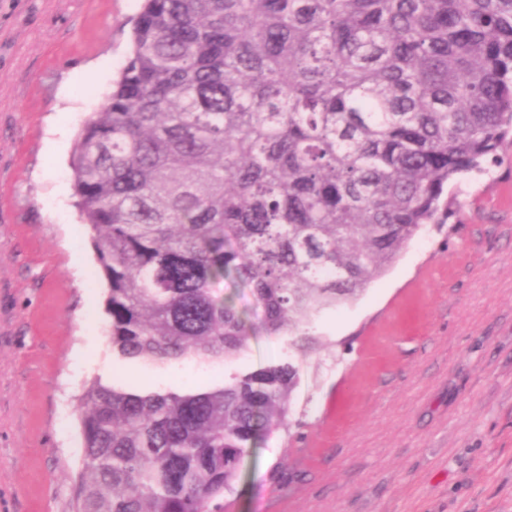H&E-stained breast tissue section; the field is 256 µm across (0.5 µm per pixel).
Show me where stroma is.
Instances as JSON below:
<instances>
[{"mask_svg":"<svg viewBox=\"0 0 512 512\" xmlns=\"http://www.w3.org/2000/svg\"><path fill=\"white\" fill-rule=\"evenodd\" d=\"M141 6L0 0V512H69L84 381L198 389L288 359L299 424L246 458L224 512H512L511 143L449 184L447 217L358 300L313 323L326 346L310 357L260 330L212 367L113 356L70 159Z\"/></svg>","mask_w":512,"mask_h":512,"instance_id":"stroma-1","label":"stroma"}]
</instances>
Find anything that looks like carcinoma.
<instances>
[{"mask_svg": "<svg viewBox=\"0 0 512 512\" xmlns=\"http://www.w3.org/2000/svg\"><path fill=\"white\" fill-rule=\"evenodd\" d=\"M512 132V0H144L85 120L75 207L122 360L221 364L357 300L448 183ZM299 368L203 390L85 381L71 512H224L245 457L292 426ZM220 287L225 289L224 293L226 295L233 298L236 307L243 312L245 317L253 323L257 322L254 315L252 297L247 288H237L229 282H224Z\"/></svg>", "mask_w": 512, "mask_h": 512, "instance_id": "obj_1", "label": "carcinoma"}]
</instances>
